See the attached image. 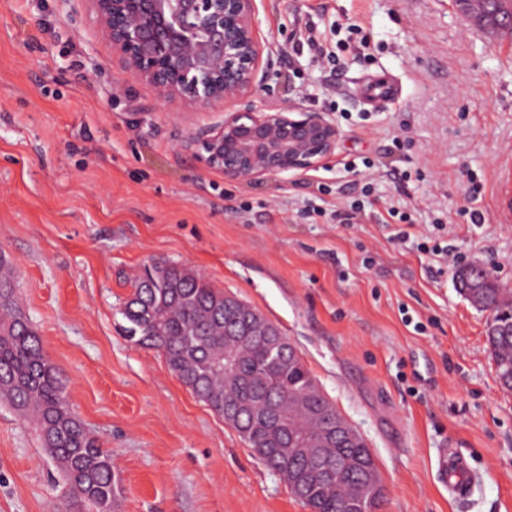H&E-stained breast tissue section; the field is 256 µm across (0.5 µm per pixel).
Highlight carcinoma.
Listing matches in <instances>:
<instances>
[{
    "instance_id": "carcinoma-1",
    "label": "carcinoma",
    "mask_w": 512,
    "mask_h": 512,
    "mask_svg": "<svg viewBox=\"0 0 512 512\" xmlns=\"http://www.w3.org/2000/svg\"><path fill=\"white\" fill-rule=\"evenodd\" d=\"M459 292L481 310L494 313L486 337L503 387L512 389V309L502 305L499 286L487 270L466 266L455 275ZM126 337L162 353L170 370L217 415L226 400L224 352L236 354L239 397L262 407L266 397L277 415L294 427H336L340 415L323 394L301 358L279 360L262 336L245 333L247 319L259 312L233 295L212 287L205 276L176 265L154 264L134 284L121 309ZM0 396L29 416L49 456L61 470L67 498L87 512H115L116 477L112 454L91 437L70 407L54 366L46 363L40 341L17 313L14 284L0 279ZM264 464L287 484L310 512H364L365 475L347 469L329 482L320 470L365 454V448L337 436L305 455L290 456L266 443L256 420L233 425Z\"/></svg>"
}]
</instances>
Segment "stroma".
Listing matches in <instances>:
<instances>
[{"mask_svg":"<svg viewBox=\"0 0 512 512\" xmlns=\"http://www.w3.org/2000/svg\"><path fill=\"white\" fill-rule=\"evenodd\" d=\"M271 53L244 111L301 99L331 113L335 154L304 173L232 181L179 143L220 124L116 62L90 0H0V272L73 411L112 454L116 512H309L236 430L128 340L120 310L145 266L203 273L276 324L370 448L381 512H512V391L487 315L456 289L483 262L512 293V36L453 0H256ZM339 23L333 61L296 43ZM391 93L374 96L376 79ZM365 217L296 212L318 184ZM410 223L386 224L390 205ZM480 222H472L471 212ZM451 260L435 272L428 250ZM453 443L472 476L436 474ZM64 478L0 399V512H65ZM437 471L448 479V493L453 497L464 496L469 489V465L452 444L439 450Z\"/></svg>","mask_w":512,"mask_h":512,"instance_id":"stroma-1","label":"stroma"}]
</instances>
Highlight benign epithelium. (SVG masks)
Segmentation results:
<instances>
[{
	"instance_id": "benign-epithelium-1",
	"label": "benign epithelium",
	"mask_w": 512,
	"mask_h": 512,
	"mask_svg": "<svg viewBox=\"0 0 512 512\" xmlns=\"http://www.w3.org/2000/svg\"><path fill=\"white\" fill-rule=\"evenodd\" d=\"M102 34L123 67L149 82L163 101L229 106L256 91L269 43H261L255 0H90ZM480 22L512 0H457ZM340 129L328 112L301 101L225 114L224 122L182 141L205 169L254 181L305 172L335 154ZM270 441L296 454L313 447L306 434L275 419Z\"/></svg>"
}]
</instances>
